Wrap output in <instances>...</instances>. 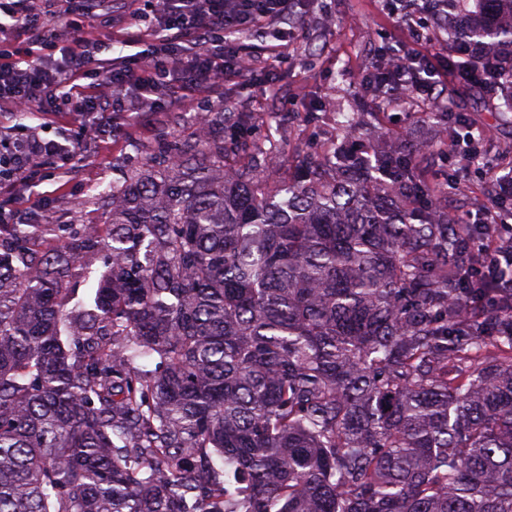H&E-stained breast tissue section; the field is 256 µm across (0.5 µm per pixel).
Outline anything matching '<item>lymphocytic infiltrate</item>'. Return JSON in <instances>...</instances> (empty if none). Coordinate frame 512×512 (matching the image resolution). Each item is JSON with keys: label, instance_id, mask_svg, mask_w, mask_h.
<instances>
[{"label": "lymphocytic infiltrate", "instance_id": "1", "mask_svg": "<svg viewBox=\"0 0 512 512\" xmlns=\"http://www.w3.org/2000/svg\"><path fill=\"white\" fill-rule=\"evenodd\" d=\"M69 21L58 27L56 0H0V112H75L85 123L98 113L121 122L131 112H152L157 96L167 107H184L196 97L219 96L226 77L252 75L234 32L284 23L296 0H156L144 10L116 16L105 0H65ZM129 55L105 56L111 43ZM418 54L388 56L398 86L432 101L446 66ZM74 141L40 137L30 128L24 139L0 137V183L26 186L33 161H75Z\"/></svg>", "mask_w": 512, "mask_h": 512}]
</instances>
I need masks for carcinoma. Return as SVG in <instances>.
I'll list each match as a JSON object with an SVG mask.
<instances>
[{
  "label": "carcinoma",
  "instance_id": "1",
  "mask_svg": "<svg viewBox=\"0 0 512 512\" xmlns=\"http://www.w3.org/2000/svg\"><path fill=\"white\" fill-rule=\"evenodd\" d=\"M448 0L496 95L512 0ZM284 176L198 117L101 224H0V512H512V267L402 134ZM462 153L494 168L484 135ZM106 270L92 294L87 257Z\"/></svg>",
  "mask_w": 512,
  "mask_h": 512
}]
</instances>
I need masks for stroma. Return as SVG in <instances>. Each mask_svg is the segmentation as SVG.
Masks as SVG:
<instances>
[{
    "instance_id": "obj_1",
    "label": "stroma",
    "mask_w": 512,
    "mask_h": 512,
    "mask_svg": "<svg viewBox=\"0 0 512 512\" xmlns=\"http://www.w3.org/2000/svg\"><path fill=\"white\" fill-rule=\"evenodd\" d=\"M292 27L295 34L288 51L277 62L268 54L269 47L281 39L277 26L267 25L241 36L254 77L227 80L222 98L194 99L167 112H138L121 129L105 121L88 127L66 112L33 115L24 125L11 113L0 114V125L10 128L14 137H24L26 126L32 125L43 138L81 142L76 167L35 162L31 188L0 187V206L20 213L35 212L41 224L75 229L102 223L106 208L103 192L115 178L116 167L144 162L166 139L193 144L200 111L251 116L248 143L278 140L285 157L291 159L335 137L337 112H351L366 103L367 88L358 76L367 73L372 61L385 59L389 50L398 47L431 52L438 61L449 55L442 26L426 22L422 40H415L411 28L398 23L382 0H301ZM373 109L371 125L380 137L387 139L409 130L413 140L433 143L428 164L445 177L453 176L456 164L441 162L440 156L458 133V125L445 131L418 120L420 102L403 92L391 95L386 104H374ZM436 109L467 115L476 127L489 129V154H501L500 173L512 171V154L503 151L505 144L512 142V124L499 121L492 102L476 88L448 76L439 88ZM269 112L276 113V125H268L265 115Z\"/></svg>"
}]
</instances>
